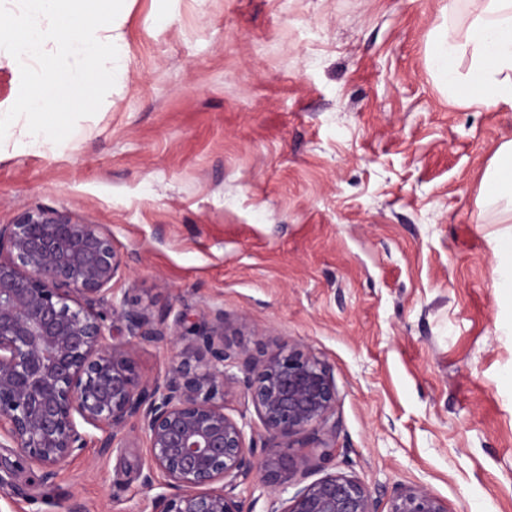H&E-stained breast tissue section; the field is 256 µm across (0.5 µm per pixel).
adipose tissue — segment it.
Here are the masks:
<instances>
[{"label":"adipose tissue","mask_w":512,"mask_h":512,"mask_svg":"<svg viewBox=\"0 0 512 512\" xmlns=\"http://www.w3.org/2000/svg\"><path fill=\"white\" fill-rule=\"evenodd\" d=\"M470 66L458 73V56ZM432 59L448 79L456 102L477 108L512 112V0H472L463 27L438 29ZM484 205L503 203L501 223H512V140L502 143L496 161L485 174Z\"/></svg>","instance_id":"adipose-tissue-1"}]
</instances>
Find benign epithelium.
<instances>
[{"mask_svg": "<svg viewBox=\"0 0 512 512\" xmlns=\"http://www.w3.org/2000/svg\"><path fill=\"white\" fill-rule=\"evenodd\" d=\"M124 266L112 236L97 224L58 211L24 214L0 225V447L18 464L51 478L83 450L89 426L105 454L123 447L132 430L146 442L144 484L172 490L154 499V512H252L234 494L259 481L275 493L304 464L293 440L308 430L336 427L333 367L309 349L278 347L258 360L224 347V313L185 326L187 315H153L111 303L107 316L91 300L112 295ZM161 380L144 381L132 353L143 343L174 347ZM240 383L263 426L262 453L246 441L245 418L224 411L225 388ZM379 501L358 480L330 473L297 489L279 512H448L426 487L399 489Z\"/></svg>", "mask_w": 512, "mask_h": 512, "instance_id": "obj_1", "label": "benign epithelium"}]
</instances>
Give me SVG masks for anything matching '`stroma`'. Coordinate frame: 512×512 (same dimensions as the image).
<instances>
[{
	"instance_id": "obj_1",
	"label": "stroma",
	"mask_w": 512,
	"mask_h": 512,
	"mask_svg": "<svg viewBox=\"0 0 512 512\" xmlns=\"http://www.w3.org/2000/svg\"><path fill=\"white\" fill-rule=\"evenodd\" d=\"M469 0H133L128 71L54 150L0 151V225H101L115 301L223 311L229 352L307 347L336 431L303 433L290 490L329 473L387 502L512 512V226L481 204L512 112L449 99L437 29ZM145 443L95 441L54 478L0 447V512H152Z\"/></svg>"
}]
</instances>
